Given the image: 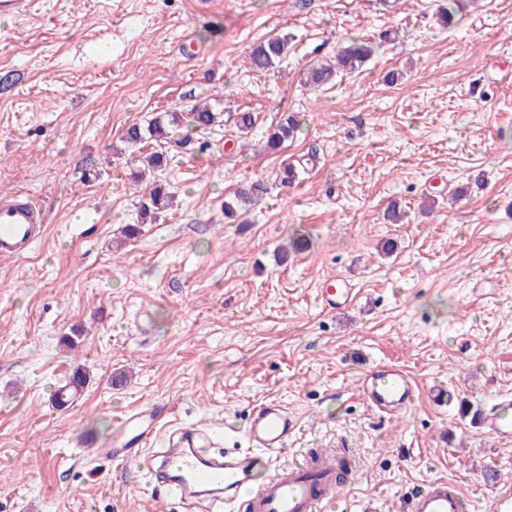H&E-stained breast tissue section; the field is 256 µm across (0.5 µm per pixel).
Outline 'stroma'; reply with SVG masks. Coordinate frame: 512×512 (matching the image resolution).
Wrapping results in <instances>:
<instances>
[{
    "mask_svg": "<svg viewBox=\"0 0 512 512\" xmlns=\"http://www.w3.org/2000/svg\"><path fill=\"white\" fill-rule=\"evenodd\" d=\"M447 4L38 0L0 18V192L46 217L27 257L0 259V512H182L96 456L115 418L164 402L172 426L220 438L269 399L298 422L282 465L328 451L357 473L333 512H403L437 479L493 512L512 437L478 415L512 396V0H459L450 29ZM278 34L287 57L255 71L252 46ZM353 36L378 46L363 69L305 86ZM217 95L229 119L157 172L175 201L124 239L140 200L126 129ZM245 110L248 135L232 119ZM291 112L302 133L268 149ZM302 159L300 183L280 185ZM254 179L269 195L229 223L225 196ZM393 202L402 223L383 218ZM294 237L308 248L278 261ZM331 277L354 289L333 312ZM386 365L416 381L400 418L357 392ZM79 367L86 387L56 406Z\"/></svg>",
    "mask_w": 512,
    "mask_h": 512,
    "instance_id": "obj_1",
    "label": "stroma"
}]
</instances>
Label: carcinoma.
Wrapping results in <instances>:
<instances>
[{"label":"carcinoma","mask_w":512,"mask_h":512,"mask_svg":"<svg viewBox=\"0 0 512 512\" xmlns=\"http://www.w3.org/2000/svg\"><path fill=\"white\" fill-rule=\"evenodd\" d=\"M289 41L285 36L268 38L256 44L250 53L252 67L257 71H272L288 54ZM374 46L361 39L351 38L348 45L336 57V64H321L309 69L307 81L315 87L328 84L339 72H353L361 68L372 56ZM224 122V111L216 105L205 101L196 104L187 113L159 112L141 126L134 124L125 133V142L129 148L138 153L143 166L157 171L167 162L168 147H186L192 137L181 132L187 127L195 132H206ZM301 119L295 115H286L275 127L269 137V145L277 149L285 142L301 133ZM152 151H146L147 146ZM268 194V186L261 180L250 182L247 187L235 192L234 196L224 199V215L231 217L236 210L262 199ZM173 195L166 184L156 181L140 200V213L143 218L152 219L164 212L172 203ZM87 376L82 371L74 372L65 385L55 395L56 405H66L72 397L85 387Z\"/></svg>","instance_id":"obj_1"}]
</instances>
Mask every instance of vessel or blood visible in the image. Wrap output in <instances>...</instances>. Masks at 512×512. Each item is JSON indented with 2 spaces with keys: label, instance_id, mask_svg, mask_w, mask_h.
Masks as SVG:
<instances>
[{
  "label": "vessel or blood",
  "instance_id": "obj_1",
  "mask_svg": "<svg viewBox=\"0 0 512 512\" xmlns=\"http://www.w3.org/2000/svg\"><path fill=\"white\" fill-rule=\"evenodd\" d=\"M44 221L30 197L0 199V257L28 254L44 235ZM414 390L411 377L395 366L366 372L361 385L362 395L389 415L407 411ZM167 415L162 405L121 417L110 446L98 449V456L142 465L157 496L178 501L184 512H327L335 502L336 461L320 460L316 480L309 478L306 464L287 470L273 465L271 451L286 447L297 427L281 403L268 401L250 410L244 432L249 450H216L212 434L182 427L170 433L164 448L142 455ZM483 427L496 437L512 436V403L494 405ZM406 512H469V506L455 484L434 480L411 496Z\"/></svg>",
  "mask_w": 512,
  "mask_h": 512
}]
</instances>
